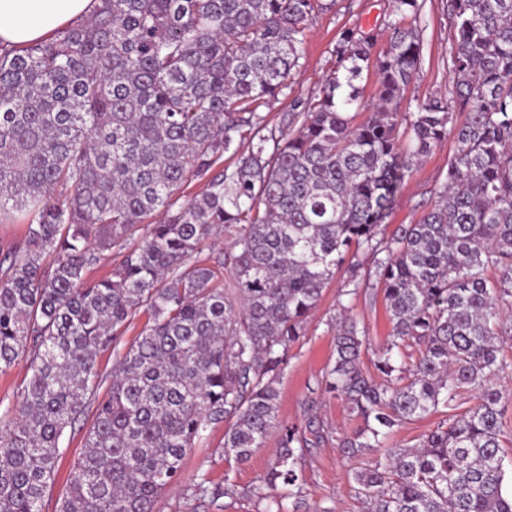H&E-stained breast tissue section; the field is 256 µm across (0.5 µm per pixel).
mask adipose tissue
Wrapping results in <instances>:
<instances>
[{"label":"adipose tissue","instance_id":"adipose-tissue-1","mask_svg":"<svg viewBox=\"0 0 512 512\" xmlns=\"http://www.w3.org/2000/svg\"><path fill=\"white\" fill-rule=\"evenodd\" d=\"M94 0H0V45L19 48L48 39L89 16Z\"/></svg>","mask_w":512,"mask_h":512}]
</instances>
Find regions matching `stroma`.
Instances as JSON below:
<instances>
[{
	"label": "stroma",
	"instance_id": "1",
	"mask_svg": "<svg viewBox=\"0 0 512 512\" xmlns=\"http://www.w3.org/2000/svg\"><path fill=\"white\" fill-rule=\"evenodd\" d=\"M424 31L423 62L410 83L399 109L414 110L417 99L446 95L450 86L448 46L452 33L446 0H423ZM393 0H335L332 9L318 13L306 35L304 55L299 69L291 76L292 95L308 94L316 89L333 69V50L343 29L353 28L377 37V48H384L388 39V22L392 18ZM455 153L454 141L435 148L412 167L410 177L397 197L388 219V230L401 224L417 223L448 174V163ZM340 280L325 288L307 334L291 346L288 366L278 388L280 391L278 429L272 430L263 448L242 465L226 461L223 454L224 427L209 430L206 440L190 448L183 461L179 482L160 496L157 512H256L248 498L212 499L193 494L194 485L232 483L247 489L264 476L278 446L279 429L293 426L307 430L309 401H316L318 418L333 432L332 440L308 449L303 468L305 504L300 512H317L319 505L336 507L338 512H361L356 485L350 477L360 468V461L343 460L334 441L335 436L352 433L360 424L340 399L317 389V381L328 366L333 353L334 324L339 313L337 291ZM353 316L363 324L372 349L386 343L390 332L389 316L381 294L360 297L353 304ZM92 422L82 416L74 427L66 428L60 442L59 470L47 488L41 512H56V505L68 490V475L83 451L84 436Z\"/></svg>",
	"mask_w": 512,
	"mask_h": 512
}]
</instances>
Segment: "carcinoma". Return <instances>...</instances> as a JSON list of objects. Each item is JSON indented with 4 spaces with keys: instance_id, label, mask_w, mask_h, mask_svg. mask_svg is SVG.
<instances>
[{
    "instance_id": "carcinoma-1",
    "label": "carcinoma",
    "mask_w": 512,
    "mask_h": 512,
    "mask_svg": "<svg viewBox=\"0 0 512 512\" xmlns=\"http://www.w3.org/2000/svg\"><path fill=\"white\" fill-rule=\"evenodd\" d=\"M447 8L448 98L398 111L424 26L419 0H395L385 49L342 30L335 69L274 126L259 108L289 88L321 0H97L49 39L0 52V220L26 225L0 254V372L23 357L31 370L0 420V512H41L60 437L91 405L57 512H156L187 450L221 423L224 459L248 462L277 425L288 350L341 271L336 358L317 385L361 420L336 438L341 456L378 449L352 471L362 512H512L499 441L512 366L500 357L512 335V0ZM371 67L365 105L354 81ZM450 137L435 200L385 235L409 161ZM192 181L204 190L179 202ZM223 227L236 228L230 253L195 260ZM106 251L119 263L89 281ZM379 285L392 330L369 372L351 311ZM441 407L448 418L418 444L385 446ZM310 445L283 427L258 484L194 493L299 512Z\"/></svg>"
}]
</instances>
